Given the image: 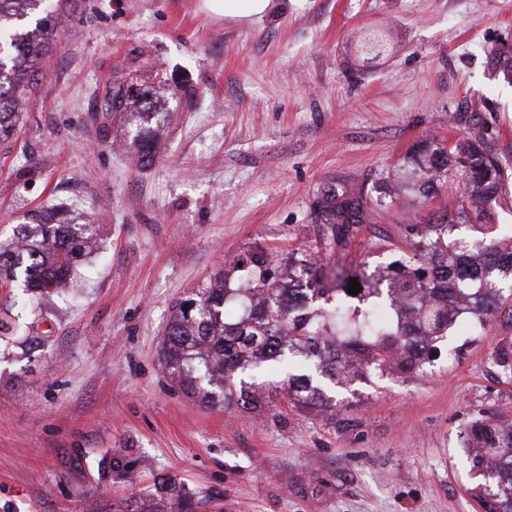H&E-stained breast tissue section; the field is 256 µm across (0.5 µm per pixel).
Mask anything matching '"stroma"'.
I'll return each mask as SVG.
<instances>
[{
	"label": "stroma",
	"instance_id": "1",
	"mask_svg": "<svg viewBox=\"0 0 512 512\" xmlns=\"http://www.w3.org/2000/svg\"><path fill=\"white\" fill-rule=\"evenodd\" d=\"M392 50L366 69L367 30ZM512 0H271L243 22L202 0H76L9 140H0V244L26 213L67 204L102 225L80 277L42 305L0 290V512H123L175 476L196 512H483L459 433L512 419V306L485 336L452 326L419 374L327 387L328 407L291 405L261 381V415L193 404L158 350L174 305L245 249L316 251L328 275L405 260L454 184L428 204L371 211L334 243L321 199L371 190L409 150L479 134L512 164ZM151 97L156 160L137 126L101 112L113 81ZM42 337L18 356L26 337ZM122 448L128 484L98 462Z\"/></svg>",
	"mask_w": 512,
	"mask_h": 512
}]
</instances>
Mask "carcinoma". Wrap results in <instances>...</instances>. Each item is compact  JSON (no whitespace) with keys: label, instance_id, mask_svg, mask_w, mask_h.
Returning a JSON list of instances; mask_svg holds the SVG:
<instances>
[{"label":"carcinoma","instance_id":"1","mask_svg":"<svg viewBox=\"0 0 512 512\" xmlns=\"http://www.w3.org/2000/svg\"><path fill=\"white\" fill-rule=\"evenodd\" d=\"M44 2L0 0V32L12 35L8 48L0 42L3 141L14 131L31 88L43 75L42 63L55 42L59 19L76 0H53L43 14ZM148 95L133 82H119L104 109L124 112L141 105ZM137 117L138 160L148 166L156 156V132L149 125L152 113L139 112ZM508 180L507 167L478 136L450 145L423 144L401 160L393 176L379 178L375 203H392L408 193L413 203L423 204L437 184H458L456 211L434 217L436 237L412 242L411 256L394 267L371 270L364 264L336 277L339 285L332 288L314 277L307 258L298 260V273L285 279L272 267L271 253L248 248L232 269L175 306L159 350L163 371L195 402L252 413L258 409L260 391L250 371L287 354L303 357L316 374L337 384L383 374L391 359L399 360L403 373L421 370L436 361L434 343L447 336L458 316L471 315L480 336L488 318L503 305L502 290L512 282V250L503 251L494 225L473 224L471 219L489 217ZM367 204L362 190L323 200L327 223L336 225L335 239L349 237L354 226L366 223ZM459 224L469 226L473 235L453 236L451 230ZM98 236V225L80 224L74 217L61 219L53 208L30 213L13 241L0 246V280L18 282L27 294L39 297L66 288ZM352 278L365 296H379L381 287L387 286L381 306L397 312L395 327L378 325L371 309L352 312L341 302L328 309L311 306L314 298L333 292L349 296ZM229 301L239 302L242 309L234 319L224 316ZM284 390L299 408L327 404L324 389L310 374L288 377ZM467 437L481 443L473 467L482 477L477 489L485 512H512V427L482 421L467 431ZM100 469L130 481L135 463L116 453L103 457ZM125 512H194V501L175 478L162 476Z\"/></svg>","mask_w":512,"mask_h":512}]
</instances>
